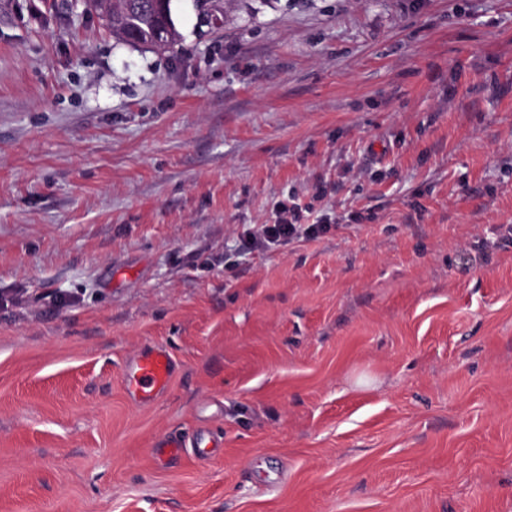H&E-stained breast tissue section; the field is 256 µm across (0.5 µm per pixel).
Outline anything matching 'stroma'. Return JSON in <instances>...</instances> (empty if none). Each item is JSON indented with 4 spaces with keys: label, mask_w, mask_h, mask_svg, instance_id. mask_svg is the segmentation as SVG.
Here are the masks:
<instances>
[{
    "label": "stroma",
    "mask_w": 512,
    "mask_h": 512,
    "mask_svg": "<svg viewBox=\"0 0 512 512\" xmlns=\"http://www.w3.org/2000/svg\"><path fill=\"white\" fill-rule=\"evenodd\" d=\"M172 12L0 0V512H512V0ZM89 0H84L86 4ZM113 2V3H112ZM137 1L128 0H93L89 1L94 5V11L97 14L96 6L101 16H105L112 3V16L108 20L112 24L113 34L120 40L132 45H144L154 47L162 51L172 50L181 40V35L177 30L172 17V0H150L143 1L149 4L144 10H129L128 4ZM161 26L167 32L165 43L158 41L154 43V33L156 27ZM302 210L297 207H282L274 224H264L253 233H249L251 243L260 246L285 245L299 238L314 239L330 229L331 224L317 221L313 224H302ZM173 358L167 348L153 345L123 374L126 393L149 404L163 394L172 378Z\"/></svg>",
    "instance_id": "stroma-1"
}]
</instances>
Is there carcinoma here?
<instances>
[{"instance_id": "cac0c4a2", "label": "carcinoma", "mask_w": 512, "mask_h": 512, "mask_svg": "<svg viewBox=\"0 0 512 512\" xmlns=\"http://www.w3.org/2000/svg\"><path fill=\"white\" fill-rule=\"evenodd\" d=\"M172 0H148L149 7L144 10H130V0H112L113 34L121 41L132 45L155 46L154 33L161 26L167 32L162 51L173 49L181 40L172 17Z\"/></svg>"}]
</instances>
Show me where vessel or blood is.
I'll return each instance as SVG.
<instances>
[{"instance_id":"obj_1","label":"vessel or blood","mask_w":512,"mask_h":512,"mask_svg":"<svg viewBox=\"0 0 512 512\" xmlns=\"http://www.w3.org/2000/svg\"><path fill=\"white\" fill-rule=\"evenodd\" d=\"M173 358L167 348L154 345L144 351L135 365L125 371L127 394L148 404L163 394L172 378Z\"/></svg>"}]
</instances>
